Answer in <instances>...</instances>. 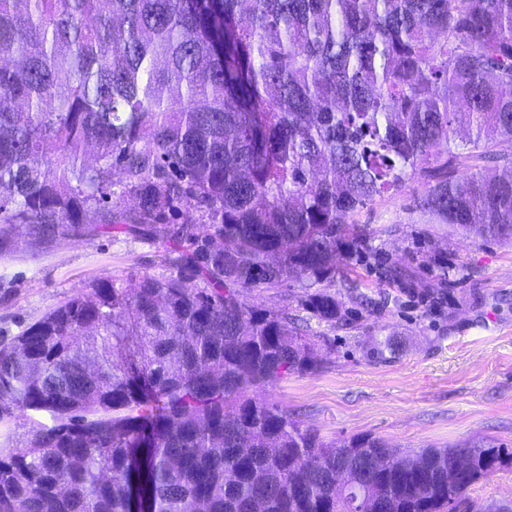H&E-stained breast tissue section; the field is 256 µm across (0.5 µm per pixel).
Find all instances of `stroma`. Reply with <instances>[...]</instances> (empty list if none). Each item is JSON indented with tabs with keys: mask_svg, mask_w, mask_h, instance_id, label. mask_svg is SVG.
Wrapping results in <instances>:
<instances>
[{
	"mask_svg": "<svg viewBox=\"0 0 512 512\" xmlns=\"http://www.w3.org/2000/svg\"><path fill=\"white\" fill-rule=\"evenodd\" d=\"M415 178L364 209L366 263L346 265L354 290L347 327L310 320L327 336L322 365L264 391L328 441L370 436L403 449L481 443L502 462L468 492L475 512H512V243L482 241L437 223ZM164 244L104 231L0 243V342L112 274L134 283L169 276ZM396 352L379 357L381 344Z\"/></svg>",
	"mask_w": 512,
	"mask_h": 512,
	"instance_id": "1",
	"label": "stroma"
}]
</instances>
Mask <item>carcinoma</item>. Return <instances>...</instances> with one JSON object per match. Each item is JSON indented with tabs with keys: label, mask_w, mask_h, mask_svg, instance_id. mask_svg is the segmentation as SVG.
I'll return each mask as SVG.
<instances>
[{
	"label": "carcinoma",
	"mask_w": 512,
	"mask_h": 512,
	"mask_svg": "<svg viewBox=\"0 0 512 512\" xmlns=\"http://www.w3.org/2000/svg\"><path fill=\"white\" fill-rule=\"evenodd\" d=\"M501 138L512 0H0V239L113 229L174 269L0 345V424L52 420L0 442V512H452L500 450L301 427L260 391L321 347L246 294L347 321L355 217L416 176L437 222L512 240ZM291 287L277 288L274 290L257 289L248 294V300L258 309H266L278 312L288 305L290 314H298L301 311L297 303V295L303 291L299 283L289 282Z\"/></svg>",
	"instance_id": "cac0c4a2"
}]
</instances>
